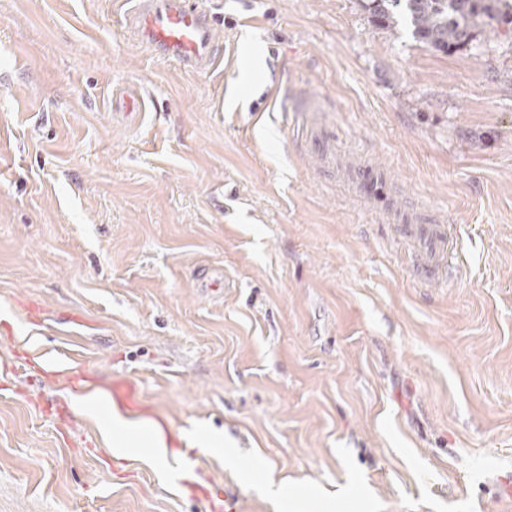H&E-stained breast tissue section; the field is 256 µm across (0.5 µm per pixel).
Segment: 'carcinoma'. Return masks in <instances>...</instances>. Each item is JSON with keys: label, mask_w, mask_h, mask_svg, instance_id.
Returning <instances> with one entry per match:
<instances>
[{"label": "carcinoma", "mask_w": 512, "mask_h": 512, "mask_svg": "<svg viewBox=\"0 0 512 512\" xmlns=\"http://www.w3.org/2000/svg\"><path fill=\"white\" fill-rule=\"evenodd\" d=\"M378 26L405 25L413 38L442 52L472 42L474 30L489 19L512 24V0H362Z\"/></svg>", "instance_id": "obj_1"}]
</instances>
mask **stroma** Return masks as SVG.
Here are the masks:
<instances>
[{
    "label": "stroma",
    "mask_w": 512,
    "mask_h": 512,
    "mask_svg": "<svg viewBox=\"0 0 512 512\" xmlns=\"http://www.w3.org/2000/svg\"><path fill=\"white\" fill-rule=\"evenodd\" d=\"M202 6L206 73L123 0H0V512H512V29L444 53L359 0ZM317 123L449 217L461 282L414 284Z\"/></svg>",
    "instance_id": "stroma-1"
}]
</instances>
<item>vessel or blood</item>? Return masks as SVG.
Returning a JSON list of instances; mask_svg holds the SVG:
<instances>
[{"label":"vessel or blood","mask_w":512,"mask_h":512,"mask_svg":"<svg viewBox=\"0 0 512 512\" xmlns=\"http://www.w3.org/2000/svg\"><path fill=\"white\" fill-rule=\"evenodd\" d=\"M125 19L128 30L139 35L156 57L199 72L216 66L219 32L198 0H132ZM306 149L318 171L335 173L351 198L372 204L399 197L400 206L384 211L381 221L407 243L414 279L422 285L451 279L456 240L453 225L441 211L399 184L392 169L371 155L339 153L335 135L325 127H314L307 134Z\"/></svg>","instance_id":"1"}]
</instances>
